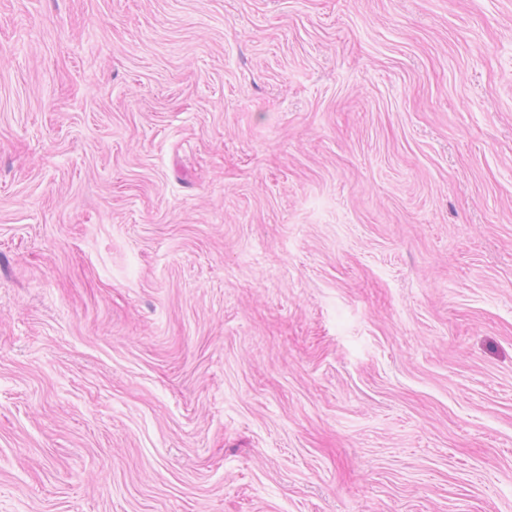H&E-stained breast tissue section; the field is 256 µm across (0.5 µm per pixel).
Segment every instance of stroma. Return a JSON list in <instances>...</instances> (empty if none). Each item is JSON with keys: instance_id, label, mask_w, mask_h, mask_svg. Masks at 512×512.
<instances>
[{"instance_id": "obj_1", "label": "stroma", "mask_w": 512, "mask_h": 512, "mask_svg": "<svg viewBox=\"0 0 512 512\" xmlns=\"http://www.w3.org/2000/svg\"><path fill=\"white\" fill-rule=\"evenodd\" d=\"M0 512H512V0H0Z\"/></svg>"}]
</instances>
